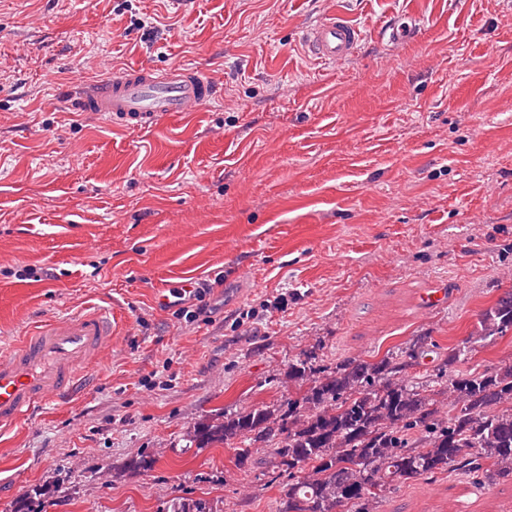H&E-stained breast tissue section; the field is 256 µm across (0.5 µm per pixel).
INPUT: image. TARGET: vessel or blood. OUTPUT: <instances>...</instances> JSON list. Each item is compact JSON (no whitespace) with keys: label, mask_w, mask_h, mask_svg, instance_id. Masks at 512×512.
I'll use <instances>...</instances> for the list:
<instances>
[{"label":"vessel or blood","mask_w":512,"mask_h":512,"mask_svg":"<svg viewBox=\"0 0 512 512\" xmlns=\"http://www.w3.org/2000/svg\"><path fill=\"white\" fill-rule=\"evenodd\" d=\"M309 52L327 63L353 56L360 29L333 14L305 34ZM79 108L149 126L173 112H194L216 99L218 87L198 70L144 66L113 71L102 81L79 85ZM112 345V311L95 307L45 321L0 356V434L11 431L48 399L72 396L101 364Z\"/></svg>","instance_id":"vessel-or-blood-1"}]
</instances>
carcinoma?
<instances>
[{
	"label": "carcinoma",
	"mask_w": 512,
	"mask_h": 512,
	"mask_svg": "<svg viewBox=\"0 0 512 512\" xmlns=\"http://www.w3.org/2000/svg\"><path fill=\"white\" fill-rule=\"evenodd\" d=\"M512 334V293L478 318L470 340L448 346L435 385L409 380L428 337L371 360L333 367L310 353L288 364L296 391L275 406H254L189 432L197 448L235 450L239 468L252 464L257 443L271 447L284 512H372L394 486L454 473L480 484L512 478V365L466 371L476 351ZM448 393V416L438 396ZM170 512H217L199 498L174 501Z\"/></svg>",
	"instance_id": "carcinoma-1"
}]
</instances>
